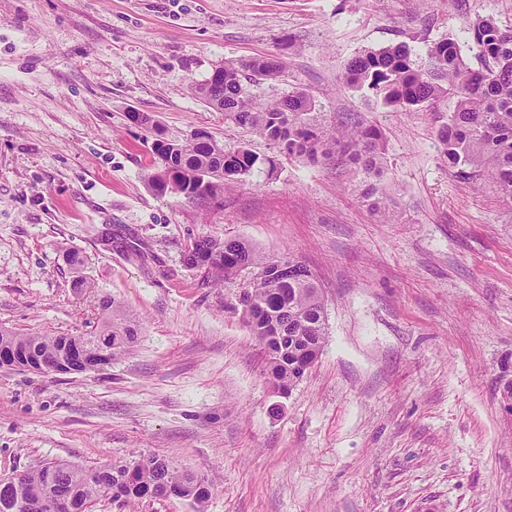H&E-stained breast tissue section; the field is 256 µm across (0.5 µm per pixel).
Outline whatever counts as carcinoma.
I'll return each mask as SVG.
<instances>
[{"label": "carcinoma", "mask_w": 512, "mask_h": 512, "mask_svg": "<svg viewBox=\"0 0 512 512\" xmlns=\"http://www.w3.org/2000/svg\"><path fill=\"white\" fill-rule=\"evenodd\" d=\"M466 29L479 51L481 68L477 70L465 63L456 41L444 39L430 47L426 68L413 64L407 46L398 43L362 51L347 62L343 78L347 85L367 88L386 104L410 112L443 98L456 99L448 122L437 131L448 169L473 188L492 186L512 208V29L488 18L469 21ZM284 70L283 62L273 55L225 62L216 71L219 78L208 77L194 85L193 91L212 110L224 113V123L264 138L283 153L309 161L342 159L362 176L365 196L371 199L380 222H395L396 212L381 185L383 137L377 127L350 117L324 128L313 120L314 100L302 89L262 105L250 96L248 85L278 79ZM130 119L145 130V140L151 142L162 164L150 176L151 183L188 202L224 198V190L242 182L259 164L267 166L270 174L276 170L274 158H262L246 144L226 151L216 136L210 134L202 142L192 132L169 139L153 117L132 112ZM194 246L185 257L186 265L206 269L216 282L232 279L245 269L254 271L252 286L238 300L240 317L268 350L271 383L293 389L300 381L294 353L307 345L322 349L326 335L325 301L310 270L284 257L288 280L282 281L274 259L247 242L203 237ZM97 311L92 330L82 336L87 361L96 362L104 336L112 337L109 359L132 351L139 326L126 316L121 303L102 296ZM269 336L288 337V351L267 340ZM69 341L68 336L0 329V345L21 355L34 352L47 362L67 357ZM53 477L72 490L67 512H92L97 499L108 491L126 502L146 498L164 483L199 505L211 494L209 484L159 455L135 464L98 467L53 462L0 477V483H9L10 490L8 502L0 497V512H52L46 501Z\"/></svg>", "instance_id": "1"}]
</instances>
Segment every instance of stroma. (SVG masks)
Wrapping results in <instances>:
<instances>
[{
	"label": "stroma",
	"instance_id": "35a3bbf8",
	"mask_svg": "<svg viewBox=\"0 0 512 512\" xmlns=\"http://www.w3.org/2000/svg\"><path fill=\"white\" fill-rule=\"evenodd\" d=\"M478 17L512 26V0H0V327L82 335L97 292L140 327L95 371L0 368V477L159 453L212 483L203 505L106 493L94 512H512V210L443 160L454 99L407 112L343 81L350 58L396 43L423 65L450 38L477 67ZM264 55L286 73L251 85L255 101L300 88L325 125L381 129L396 223L350 167L280 153L194 94L214 65ZM133 112L277 169L219 204L159 193ZM201 237L315 276L324 347L288 397L234 310L250 274L185 265Z\"/></svg>",
	"mask_w": 512,
	"mask_h": 512
}]
</instances>
